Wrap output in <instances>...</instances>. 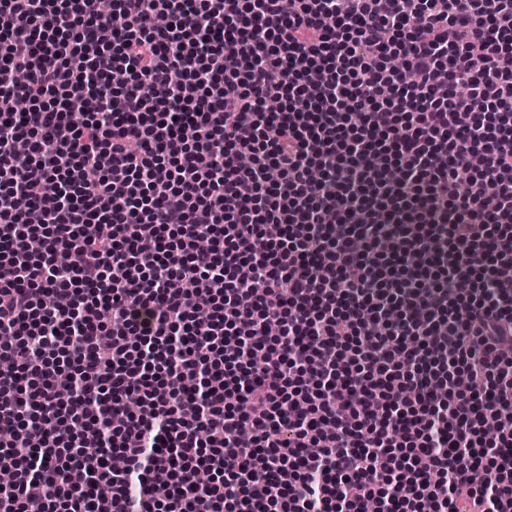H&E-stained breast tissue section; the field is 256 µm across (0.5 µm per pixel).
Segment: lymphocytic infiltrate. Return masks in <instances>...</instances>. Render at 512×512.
Segmentation results:
<instances>
[{
	"label": "lymphocytic infiltrate",
	"instance_id": "obj_1",
	"mask_svg": "<svg viewBox=\"0 0 512 512\" xmlns=\"http://www.w3.org/2000/svg\"><path fill=\"white\" fill-rule=\"evenodd\" d=\"M113 9L0 0V512H512V0Z\"/></svg>",
	"mask_w": 512,
	"mask_h": 512
}]
</instances>
